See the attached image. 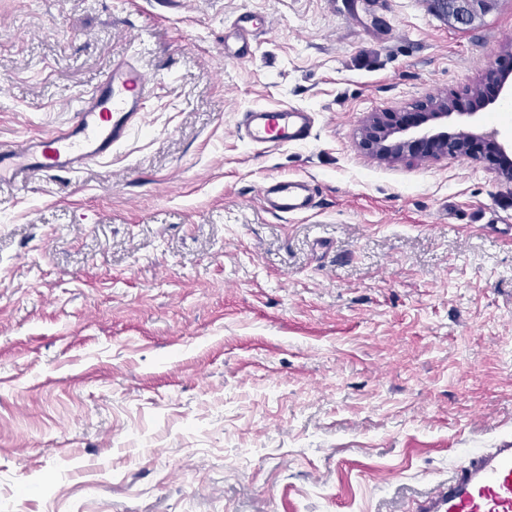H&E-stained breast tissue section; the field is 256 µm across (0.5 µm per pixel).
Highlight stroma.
Masks as SVG:
<instances>
[{"label": "stroma", "mask_w": 512, "mask_h": 512, "mask_svg": "<svg viewBox=\"0 0 512 512\" xmlns=\"http://www.w3.org/2000/svg\"><path fill=\"white\" fill-rule=\"evenodd\" d=\"M243 13L253 58L224 56ZM130 136L0 185V512H415L512 439V179L487 155L385 161L375 112L483 99L512 0H0V140L72 118L112 64ZM313 114L257 147L244 112ZM307 180L280 217L260 186ZM495 0H431L433 8L455 23L470 25L478 14L488 11Z\"/></svg>", "instance_id": "35a3bbf8"}]
</instances>
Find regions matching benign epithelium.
<instances>
[{
  "mask_svg": "<svg viewBox=\"0 0 512 512\" xmlns=\"http://www.w3.org/2000/svg\"><path fill=\"white\" fill-rule=\"evenodd\" d=\"M495 0H431L440 14L461 25H470L478 14L488 11ZM455 108L441 100L429 106L427 112L412 116L396 112H376L365 125L361 145L364 149L389 158L415 156L420 153L465 154L469 141H486L499 153L506 154L500 142L501 131L496 128L473 127L456 135L447 131L448 118Z\"/></svg>",
  "mask_w": 512,
  "mask_h": 512,
  "instance_id": "1",
  "label": "benign epithelium"
}]
</instances>
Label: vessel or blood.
<instances>
[{"mask_svg": "<svg viewBox=\"0 0 512 512\" xmlns=\"http://www.w3.org/2000/svg\"><path fill=\"white\" fill-rule=\"evenodd\" d=\"M256 29L251 16H238L233 46L225 57H252ZM149 85L134 57L112 65L94 92L76 102L75 118L67 126L43 136L0 141V183L21 187L32 174L71 173L108 157L136 125ZM242 131L251 144L284 146L306 141L311 120L301 108L258 107L245 113ZM260 195L268 211L278 216L305 213L314 203L307 182L287 177L264 183ZM421 510L512 512V441L472 453Z\"/></svg>", "mask_w": 512, "mask_h": 512, "instance_id": "1", "label": "vessel or blood"}]
</instances>
